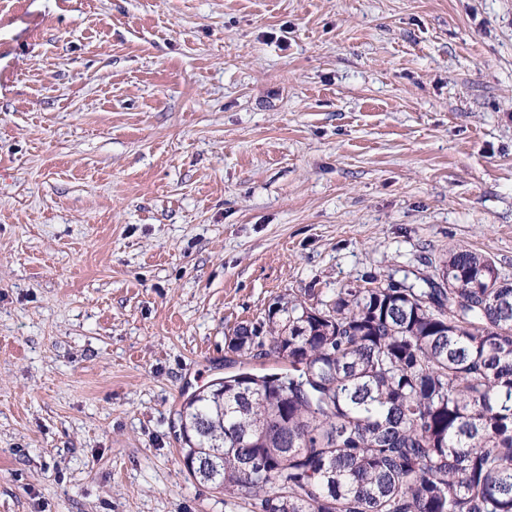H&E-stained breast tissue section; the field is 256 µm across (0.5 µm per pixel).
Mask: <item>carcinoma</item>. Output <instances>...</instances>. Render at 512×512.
<instances>
[{
    "mask_svg": "<svg viewBox=\"0 0 512 512\" xmlns=\"http://www.w3.org/2000/svg\"><path fill=\"white\" fill-rule=\"evenodd\" d=\"M435 271L235 327L287 366L183 404L189 474L252 512H512V279L465 247Z\"/></svg>",
    "mask_w": 512,
    "mask_h": 512,
    "instance_id": "1",
    "label": "carcinoma"
}]
</instances>
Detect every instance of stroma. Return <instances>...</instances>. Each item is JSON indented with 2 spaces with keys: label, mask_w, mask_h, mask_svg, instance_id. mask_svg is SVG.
<instances>
[{
  "label": "stroma",
  "mask_w": 512,
  "mask_h": 512,
  "mask_svg": "<svg viewBox=\"0 0 512 512\" xmlns=\"http://www.w3.org/2000/svg\"><path fill=\"white\" fill-rule=\"evenodd\" d=\"M466 246L512 276V0H0V512H249L225 342Z\"/></svg>",
  "instance_id": "1"
}]
</instances>
